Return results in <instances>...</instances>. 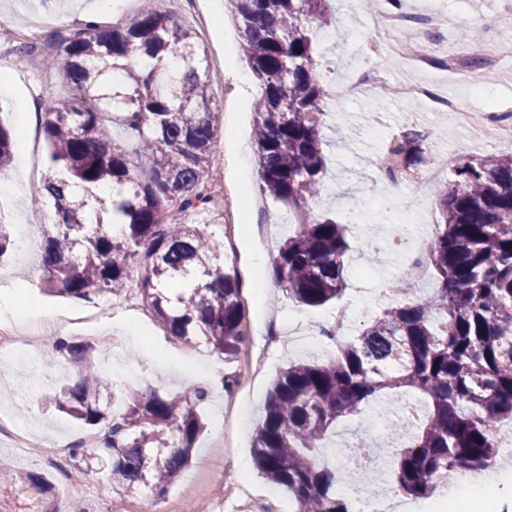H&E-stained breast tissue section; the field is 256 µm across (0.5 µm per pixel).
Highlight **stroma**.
I'll use <instances>...</instances> for the list:
<instances>
[{
	"mask_svg": "<svg viewBox=\"0 0 512 512\" xmlns=\"http://www.w3.org/2000/svg\"><path fill=\"white\" fill-rule=\"evenodd\" d=\"M434 9L449 14L453 27L496 30L512 40V25L501 22L498 7L487 0H428ZM362 4L353 0L350 12L336 15L337 26L349 27L356 49L336 48L329 53L324 70L330 82L355 81L365 60L388 68L398 79H415V72L388 55L370 56L371 44L386 45V32L356 25L348 26L349 15L359 14ZM77 11L67 8L66 0H0V65L9 64L13 81L8 91H0V120L14 135L32 144L31 163L25 170L27 186L11 192L19 167L0 169V218L13 226L14 239H21L23 228L41 234L44 209L36 207L33 193L44 177L48 150L40 128L23 129L18 116L28 102L37 107L68 95L58 73L43 69L41 54L50 52L53 40L80 28ZM198 41L208 50L214 82L211 101H222L219 116L220 155L209 172L217 195L218 214L189 212V224H223L224 256L233 261L241 281L242 330L248 343L263 352L264 364L248 383H241L246 354L233 358L218 355L205 346H190L167 335L143 305L127 309L124 298L111 295L86 302L41 293L36 253L21 249L12 252L11 264L0 267V298H10L20 314L30 319L53 315H73L77 321L70 340L90 341L97 346L99 359L111 360L113 381L131 388L146 385L164 392H180L203 387L210 398L203 410L205 428L198 451L189 467L170 486L166 496L150 504L147 491L134 493L112 487L109 472L94 468L83 479L69 476L74 463L68 451L77 443L95 448L97 432L66 414L49 409L46 399L77 372L67 362H52L51 349L44 341L16 337V348L31 354L27 365L0 360V420L15 423L28 434H48L55 438L62 456L56 461L23 459L14 448L15 438L0 433V459L14 469H32L46 474L54 487L58 512H88L99 498L112 503V512H295L286 492L266 481L256 466L250 465L255 428L272 382L281 370L298 361L325 362L323 350L293 349L288 344L289 329L299 326L315 333L336 312L337 306L364 303L370 315L384 305L380 290L386 280L401 278L403 251L388 243L387 226L404 223L412 208L411 190L403 188L399 199L384 204L379 197L378 173L365 165V158L382 152L385 144L404 132L423 135L434 153L448 143L449 127L457 119L433 112L429 105H416L400 99L377 107L375 92L358 89L337 107L325 128L328 169L326 188L312 204L314 213L331 214L348 227L350 250L346 255L347 289L339 302L312 308L298 305L280 285L265 286L264 274L252 262L256 254L274 261L279 246L298 227L296 213L288 206L266 200L264 213L252 212L251 205L260 191L257 183V151L252 140V105L260 94L258 85L241 91L240 76L249 67L239 53L242 31L228 17L208 15L206 25L196 31ZM35 45L37 53L19 62L18 50Z\"/></svg>",
	"mask_w": 512,
	"mask_h": 512,
	"instance_id": "obj_1",
	"label": "stroma"
}]
</instances>
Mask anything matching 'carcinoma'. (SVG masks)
<instances>
[{
  "mask_svg": "<svg viewBox=\"0 0 512 512\" xmlns=\"http://www.w3.org/2000/svg\"><path fill=\"white\" fill-rule=\"evenodd\" d=\"M244 30L242 56L260 83L254 103L257 179L262 193L303 213L279 247L278 283L300 305L320 307L346 287V225L315 215L324 187L325 126L331 88L316 30L331 25L334 0H227ZM50 65L72 92L44 107L49 169L34 203L50 224L41 244L47 292L90 301L134 287L171 335L226 357L246 344L240 281L224 259L219 224H184L208 211L205 175L218 153L213 75L193 30L143 5L131 19L87 24L59 40ZM122 127L114 138L105 118ZM14 138L0 122V169ZM391 156L407 170L434 162L416 132L397 137ZM110 184V197L98 188ZM441 224L425 245L437 288L427 297L404 277L401 306L384 309L327 363H293L273 383L253 456L261 475L288 493L297 512H353L336 491V468L320 461L336 423L399 389L429 403L422 419L401 415L389 434L411 432L397 483L424 497L448 472H482L499 454L497 423L512 421V150L461 155L432 189ZM121 231L113 234L112 223ZM13 241L0 220V264ZM60 360L78 366L48 403L100 429L115 487L145 486L164 497L188 466L203 430L208 392L169 395L115 386L92 360L94 346L60 340ZM49 480L0 464V512H55Z\"/></svg>",
  "mask_w": 512,
  "mask_h": 512,
  "instance_id": "carcinoma-1",
  "label": "carcinoma"
}]
</instances>
